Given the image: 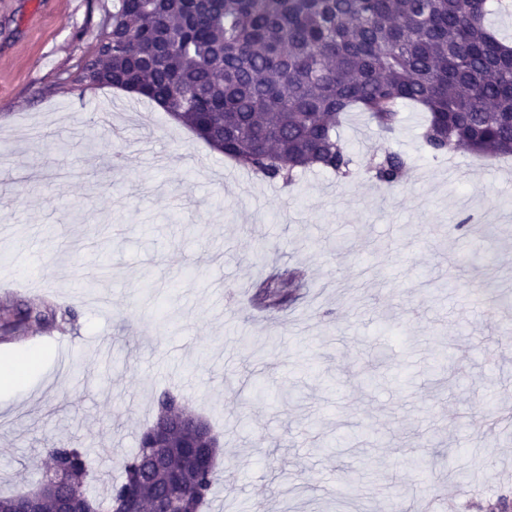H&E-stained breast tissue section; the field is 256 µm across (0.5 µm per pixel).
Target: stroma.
Listing matches in <instances>:
<instances>
[{"instance_id": "obj_1", "label": "stroma", "mask_w": 512, "mask_h": 512, "mask_svg": "<svg viewBox=\"0 0 512 512\" xmlns=\"http://www.w3.org/2000/svg\"><path fill=\"white\" fill-rule=\"evenodd\" d=\"M111 15L112 0H0V303L73 314L0 339V363L44 356L0 389V494L38 485L64 446L106 495L170 391L222 449L205 512H415L437 487L453 512H491L512 491V430L479 445L471 422L512 401L497 341L512 309L475 286L492 274L512 293V157H436L421 108L389 139L354 110L342 141L403 153V183L268 182L156 103L78 87ZM105 257L111 277L85 289ZM286 268L303 288L264 307ZM448 351L458 374L436 367Z\"/></svg>"}]
</instances>
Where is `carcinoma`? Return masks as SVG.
Returning a JSON list of instances; mask_svg holds the SVG:
<instances>
[{"mask_svg": "<svg viewBox=\"0 0 512 512\" xmlns=\"http://www.w3.org/2000/svg\"><path fill=\"white\" fill-rule=\"evenodd\" d=\"M491 5L512 11V0H117L78 82L156 102L212 149L272 182L311 167L351 177L358 159L336 133L346 113L358 109L391 134L406 102L427 111L423 143L433 156L512 155V46L487 26ZM407 169L406 156L391 150L366 163L385 188L400 185ZM265 298L280 306L287 295L270 281ZM69 316L45 303L5 305L0 326L60 327ZM176 404L177 395L162 393L155 420ZM190 442L210 449L211 464L173 483L151 461L156 441L147 428L105 496L86 487L82 451L50 448L69 477L48 480L45 508L64 512L85 499L112 512L141 498L198 512L218 479L220 449L206 429L189 438L178 431L163 441L171 466L182 467Z\"/></svg>", "mask_w": 512, "mask_h": 512, "instance_id": "1", "label": "carcinoma"}]
</instances>
